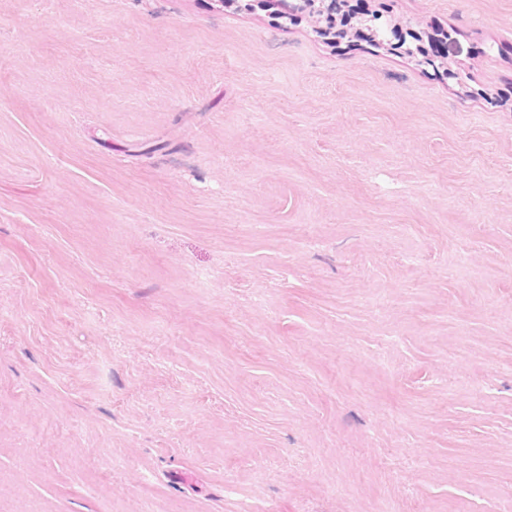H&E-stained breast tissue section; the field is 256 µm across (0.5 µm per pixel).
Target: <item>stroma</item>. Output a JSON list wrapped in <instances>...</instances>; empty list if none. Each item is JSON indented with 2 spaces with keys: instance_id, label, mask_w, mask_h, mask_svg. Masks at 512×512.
Segmentation results:
<instances>
[{
  "instance_id": "stroma-1",
  "label": "stroma",
  "mask_w": 512,
  "mask_h": 512,
  "mask_svg": "<svg viewBox=\"0 0 512 512\" xmlns=\"http://www.w3.org/2000/svg\"><path fill=\"white\" fill-rule=\"evenodd\" d=\"M269 2L0 0V512H512V0Z\"/></svg>"
}]
</instances>
